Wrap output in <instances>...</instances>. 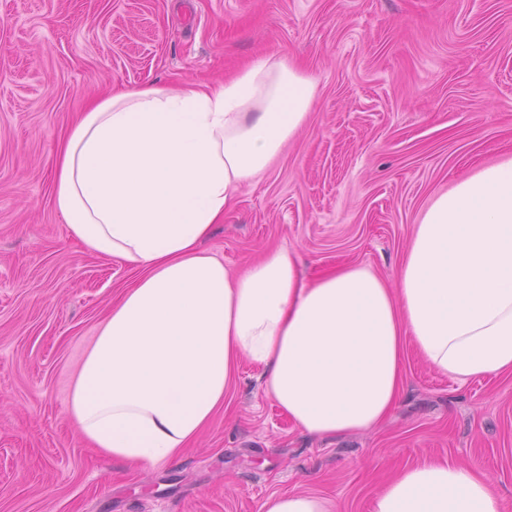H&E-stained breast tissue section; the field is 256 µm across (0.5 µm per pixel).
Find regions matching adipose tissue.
<instances>
[{
  "mask_svg": "<svg viewBox=\"0 0 512 512\" xmlns=\"http://www.w3.org/2000/svg\"><path fill=\"white\" fill-rule=\"evenodd\" d=\"M317 82L263 56L216 84L117 89L62 138L53 202L69 235L140 276L112 306L71 389L80 439L130 467L180 457L223 409L242 360L302 431L384 422L413 345L459 384L512 372V157L478 166L412 228L395 284L348 264L309 282L277 249L239 272L202 250L234 197L304 125ZM261 512H334L312 492ZM370 512H498L453 462L405 467Z\"/></svg>",
  "mask_w": 512,
  "mask_h": 512,
  "instance_id": "1",
  "label": "adipose tissue"
}]
</instances>
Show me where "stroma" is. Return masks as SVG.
I'll return each mask as SVG.
<instances>
[{"label":"stroma","mask_w":512,"mask_h":512,"mask_svg":"<svg viewBox=\"0 0 512 512\" xmlns=\"http://www.w3.org/2000/svg\"><path fill=\"white\" fill-rule=\"evenodd\" d=\"M267 55L316 97L204 242L230 269L286 248L308 278L394 280L429 202L512 156V0H0V512H260L300 491L369 512L386 476L435 458L478 467L512 512V375L461 386L411 348L398 405L350 435L301 431L245 361L169 464L132 471L75 436L72 383L138 273L70 237L61 138L112 86L216 82Z\"/></svg>","instance_id":"35a3bbf8"}]
</instances>
